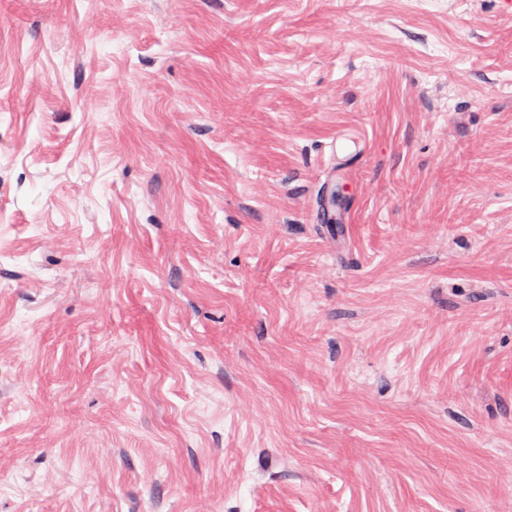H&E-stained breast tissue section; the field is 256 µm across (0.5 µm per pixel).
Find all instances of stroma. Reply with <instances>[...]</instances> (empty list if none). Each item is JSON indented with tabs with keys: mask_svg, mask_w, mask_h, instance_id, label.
Instances as JSON below:
<instances>
[{
	"mask_svg": "<svg viewBox=\"0 0 512 512\" xmlns=\"http://www.w3.org/2000/svg\"><path fill=\"white\" fill-rule=\"evenodd\" d=\"M0 512H512V15L0 0Z\"/></svg>",
	"mask_w": 512,
	"mask_h": 512,
	"instance_id": "1",
	"label": "stroma"
}]
</instances>
